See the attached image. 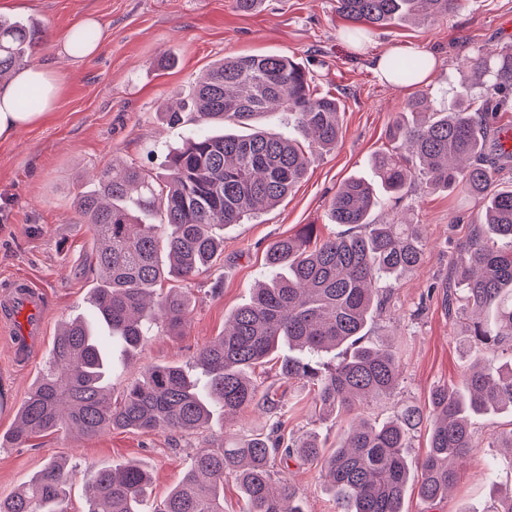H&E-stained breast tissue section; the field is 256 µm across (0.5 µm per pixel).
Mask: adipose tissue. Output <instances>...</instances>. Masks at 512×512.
<instances>
[{"instance_id":"ef3b65f1","label":"adipose tissue","mask_w":512,"mask_h":512,"mask_svg":"<svg viewBox=\"0 0 512 512\" xmlns=\"http://www.w3.org/2000/svg\"><path fill=\"white\" fill-rule=\"evenodd\" d=\"M61 86L60 71L39 64L21 69L9 81L0 83V139H8L21 128L43 120L55 109ZM26 91L38 95L41 101L39 109L23 105L22 94Z\"/></svg>"}]
</instances>
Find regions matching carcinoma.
<instances>
[{"instance_id": "cac0c4a2", "label": "carcinoma", "mask_w": 512, "mask_h": 512, "mask_svg": "<svg viewBox=\"0 0 512 512\" xmlns=\"http://www.w3.org/2000/svg\"><path fill=\"white\" fill-rule=\"evenodd\" d=\"M462 0H336L345 19L370 26L396 20L446 18ZM41 26L0 19V79L34 61ZM471 75L436 109L416 94L388 130L391 149L372 161L374 180H347L329 204L333 224L347 230L310 246L314 225L274 242L265 253L266 281L249 303L234 310L224 335L193 357L196 372L178 365L146 368L112 403L109 373L116 352L142 345L153 329L180 333L191 312L190 296L157 287L189 279L224 252L221 230L275 206L305 176L312 159L336 148L340 102L317 89L314 75L291 58L248 55L226 58L207 70L182 105L162 113L169 125L195 122L198 131L167 154L156 180L130 165L106 168L93 188L74 198L91 224L93 260L102 271L95 289L94 319L66 324L54 339L40 378L19 411L8 440L28 446L33 435L76 430L98 436L114 429L142 432L210 430L212 409L237 413L261 403L250 370L281 349L284 378L307 388L324 420L353 414L332 449L313 432L285 442L283 421L268 433L198 450L182 480L156 504H148L151 476L139 464L82 470L91 493L87 512H224V476L238 480L248 512H304L285 471L287 460L312 462L329 485L336 512H403L410 479L405 448L424 423L428 447L420 462V498L434 503L457 480L451 461L479 440L470 419L512 411V185L495 174L512 160L490 117L512 102V52L468 58ZM427 62L396 59L393 77L409 81ZM278 106L306 141L259 126ZM430 189H460L482 202V215L454 262L453 282L442 284L447 306L471 314L464 342L482 360L463 388L433 391L428 412L405 407L386 420L364 416L373 403L391 399L400 379L396 350L372 343L369 323L387 296L379 284L415 271L425 262L420 224H380L372 212L382 192L395 203L415 180ZM503 245L496 246L494 242ZM337 349L346 356L330 369L317 358ZM73 469L63 458L46 461L18 491L0 498V512H70Z\"/></svg>"}]
</instances>
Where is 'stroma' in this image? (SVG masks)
I'll return each mask as SVG.
<instances>
[{
	"label": "stroma",
	"mask_w": 512,
	"mask_h": 512,
	"mask_svg": "<svg viewBox=\"0 0 512 512\" xmlns=\"http://www.w3.org/2000/svg\"><path fill=\"white\" fill-rule=\"evenodd\" d=\"M89 15L101 23L98 53L81 61L59 57L57 36ZM0 17L38 20L36 62L66 71L53 113L0 143V285L27 277L46 300L44 331L27 359L14 354L15 323H0V436L14 428L61 324L93 309V290L100 283L91 261L94 231L76 209L75 195L88 187L92 173L112 164L162 174L167 152L184 144L194 128L167 125L161 114L186 97L213 63L241 55L293 57L314 74L322 91L340 100L341 136L274 209L225 227L224 252L216 263L179 283L194 301L182 334L155 332L127 367H115L110 386L116 398L145 367L189 364L199 348L223 333L230 313L249 302L264 276L269 244L306 224L324 238L341 232L328 217L331 197L349 178L371 177V158L389 149L388 129L416 92L380 78L372 67L375 57L395 47L435 52L438 64L426 89L444 106L449 88L468 75L466 57L512 49V0H464L458 12L432 22L370 28L356 46L336 0H261L250 13L240 12L235 0H0ZM481 209L462 191H432L418 182L400 206L385 200L375 211L380 222L423 225L426 259L419 271L391 282L389 301L371 325L373 340L397 347L401 378L396 397L371 405L369 417L382 420L406 406L427 407L436 388L459 384L469 370L473 357L462 345L466 319L448 313L437 285L460 256ZM253 377L278 404L286 436L312 430L325 447L336 446L348 419L317 420L309 398L280 375L278 361L256 367ZM271 423L266 408L257 405L230 421L218 408L211 431L243 437L269 432ZM474 427L481 445L461 467L447 498L426 503L412 482L403 512H485L493 493L512 489V456L487 445L491 434L512 431V416H482ZM201 444L200 435L175 432L115 429L93 438L48 432L24 448L0 447V498L57 456L78 467L140 462L152 477L147 497L158 501L180 482ZM491 464L496 473L489 480ZM289 479L304 512H336L317 466L290 462Z\"/></svg>",
	"instance_id": "obj_1"
}]
</instances>
